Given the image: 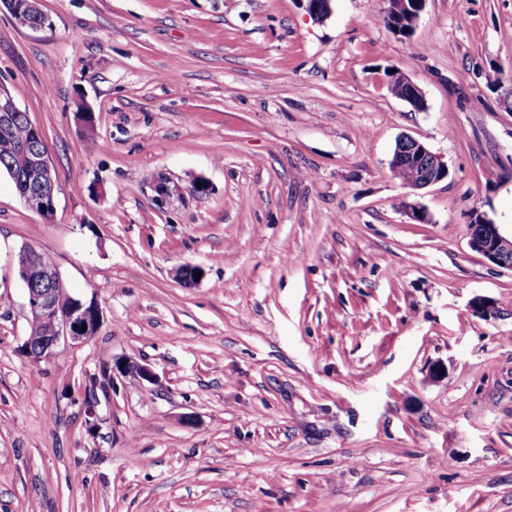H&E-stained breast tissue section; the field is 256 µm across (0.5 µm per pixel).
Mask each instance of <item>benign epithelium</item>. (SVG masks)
<instances>
[{"label": "benign epithelium", "instance_id": "benign-epithelium-1", "mask_svg": "<svg viewBox=\"0 0 512 512\" xmlns=\"http://www.w3.org/2000/svg\"><path fill=\"white\" fill-rule=\"evenodd\" d=\"M386 11L393 14L404 12L417 24L426 0H412L413 7H408L406 0H385ZM40 0H29L25 8H13L9 15L18 28L41 29L45 27L47 18L39 17ZM400 83L408 85L412 94L405 101L416 110L425 107V98L421 89L403 72L396 73ZM20 111L14 98L0 91V126L11 125L15 113ZM22 159L16 177L22 182L24 190L20 199L24 205L45 218H51L55 211V199L61 190L56 170L51 164L45 148H19ZM415 164L418 178L407 182L404 187L412 191L421 190L444 179L448 174V165L439 155L433 153L421 140L403 135L396 141V148L390 160V171L394 178L401 179L402 169ZM154 190L159 201L164 202L174 195L182 194L179 184L170 181L163 175L154 181ZM478 219H470V247L491 263L512 269V235L501 232L498 225L492 223L485 215L474 211ZM44 288L28 289V307L30 315L50 325V332L40 338L26 337L22 350L28 354L35 351L40 358L46 359L54 355L56 349L64 344L80 347L86 344L99 330L101 309L96 298L87 301L76 300L63 288L62 278L57 266L45 267L41 270ZM119 373L132 375L151 385L156 384L157 376L152 369L129 360L119 367Z\"/></svg>", "mask_w": 512, "mask_h": 512}]
</instances>
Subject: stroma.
<instances>
[{
  "label": "stroma",
  "instance_id": "35a3bbf8",
  "mask_svg": "<svg viewBox=\"0 0 512 512\" xmlns=\"http://www.w3.org/2000/svg\"><path fill=\"white\" fill-rule=\"evenodd\" d=\"M41 4L0 10L61 182L46 219L0 173V512H512V270L469 246L475 210L512 232V0H426L408 38L383 0ZM405 133L447 178L393 177ZM24 246L97 298L85 345L22 354ZM126 359L157 383L86 406ZM26 8H12L9 12L13 24L18 28L26 29H41L45 27L47 22L46 16L43 14L42 18L39 17L40 0L28 1ZM43 13V12H42Z\"/></svg>",
  "mask_w": 512,
  "mask_h": 512
}]
</instances>
